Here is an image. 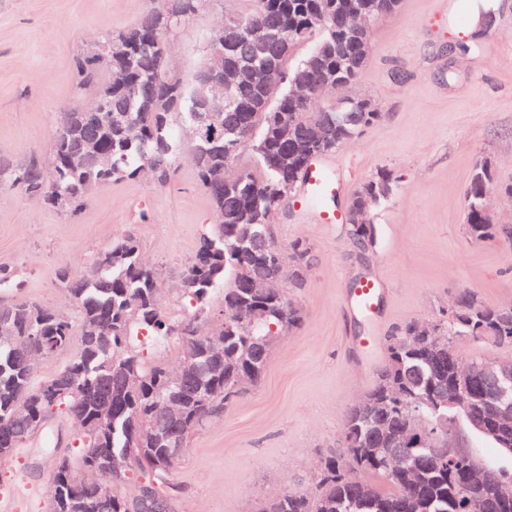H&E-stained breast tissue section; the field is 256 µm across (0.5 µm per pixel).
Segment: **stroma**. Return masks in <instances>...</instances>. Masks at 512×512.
<instances>
[{
  "instance_id": "obj_1",
  "label": "stroma",
  "mask_w": 512,
  "mask_h": 512,
  "mask_svg": "<svg viewBox=\"0 0 512 512\" xmlns=\"http://www.w3.org/2000/svg\"><path fill=\"white\" fill-rule=\"evenodd\" d=\"M489 2L494 25L479 36L453 23L448 0H400L374 26L349 91L377 103L382 116L335 158L346 181L340 200L379 171L394 178L375 211V242L361 248L350 225L316 223L294 199L276 215L281 247L301 239L311 248L307 283L295 297L304 320L280 337L262 381L191 436L172 477L179 512H257L262 498L287 488L315 493L322 459L345 456V414L371 387L392 327L437 321L464 289L492 305L512 303V247L472 241L463 224L475 160L490 159L498 178L512 181V0ZM147 4L0 0V154L47 153L72 96L74 57L105 31L136 23ZM247 7V0H209L177 30L171 57L184 80L225 14ZM469 39L477 51L459 52ZM210 222L186 151L167 186L147 175L113 184L74 217L0 189V265L20 272L0 300L65 307L57 268L83 274L131 231L162 273L163 307L180 314V272ZM362 278L381 286L368 314L352 298ZM74 432L63 422L0 465V495L15 494L13 512H46L55 466L47 443Z\"/></svg>"
}]
</instances>
